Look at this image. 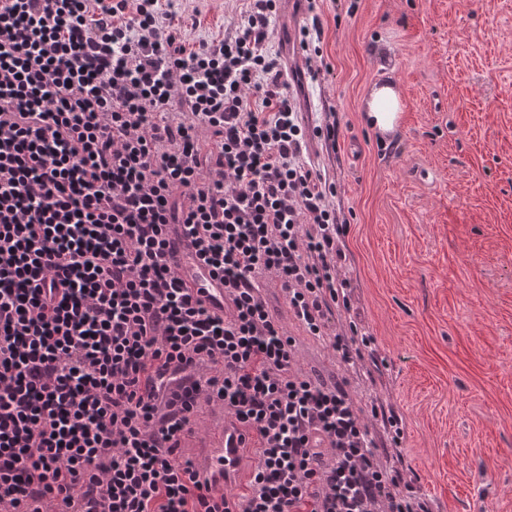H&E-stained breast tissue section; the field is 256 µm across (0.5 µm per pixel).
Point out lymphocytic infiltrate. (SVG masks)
<instances>
[{"instance_id": "1", "label": "lymphocytic infiltrate", "mask_w": 512, "mask_h": 512, "mask_svg": "<svg viewBox=\"0 0 512 512\" xmlns=\"http://www.w3.org/2000/svg\"><path fill=\"white\" fill-rule=\"evenodd\" d=\"M176 2L0 0V512H429L400 418L298 373L261 294L344 370L373 358L362 324L332 330L347 226L303 161L279 0L191 47ZM174 233L223 311L168 264ZM204 403L257 450L245 496L181 455ZM212 283L213 286L202 277L188 281L193 293L201 298L207 306L214 307L219 302V305H223L224 308V288H217V283Z\"/></svg>"}]
</instances>
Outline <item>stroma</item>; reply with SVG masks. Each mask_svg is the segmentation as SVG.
<instances>
[{"mask_svg": "<svg viewBox=\"0 0 512 512\" xmlns=\"http://www.w3.org/2000/svg\"><path fill=\"white\" fill-rule=\"evenodd\" d=\"M200 25L186 43L223 37L243 0H181ZM321 27L326 70L299 94L308 127L338 121V137H312L304 161L336 186L330 202L349 226L340 271L351 310L386 364L350 374L359 404L393 405L416 486L433 512H512V0H282L272 40L290 69L299 32ZM393 77L400 129L364 120L374 87ZM263 294L297 340L296 368L330 378L328 343L307 336L281 288ZM228 419L202 404L182 455L200 462Z\"/></svg>", "mask_w": 512, "mask_h": 512, "instance_id": "35a3bbf8", "label": "stroma"}]
</instances>
